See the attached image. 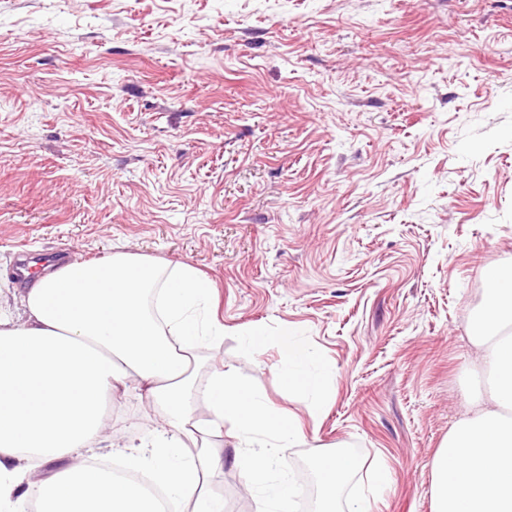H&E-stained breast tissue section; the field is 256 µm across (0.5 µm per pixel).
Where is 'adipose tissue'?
<instances>
[{
	"label": "adipose tissue",
	"instance_id": "1",
	"mask_svg": "<svg viewBox=\"0 0 512 512\" xmlns=\"http://www.w3.org/2000/svg\"><path fill=\"white\" fill-rule=\"evenodd\" d=\"M484 284L467 327L480 381L429 462L432 512H512V269H486ZM20 302L23 319L0 311V512H160L144 473L178 512H227L208 489L218 464L199 435L201 402L209 425L244 448L257 512L293 503L281 458L303 439L302 421L256 398L231 365L213 367L205 391L195 387L193 350L220 326L202 315L213 291L191 265L123 252L75 260L40 276ZM282 348L283 381L321 412L324 381L310 353ZM118 393L161 418L148 441L122 452L119 474L107 462L106 410ZM357 467L340 451L320 459L318 512H371L366 498L338 500Z\"/></svg>",
	"mask_w": 512,
	"mask_h": 512
}]
</instances>
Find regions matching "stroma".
Segmentation results:
<instances>
[{"label": "stroma", "instance_id": "obj_1", "mask_svg": "<svg viewBox=\"0 0 512 512\" xmlns=\"http://www.w3.org/2000/svg\"><path fill=\"white\" fill-rule=\"evenodd\" d=\"M64 250L186 263L237 367L298 415L296 483L431 512L428 463L465 412L483 271L512 267V0H0V300ZM262 331L259 351L243 336ZM312 353L325 407L283 386ZM119 443L154 416L112 400ZM209 489L254 512L236 441ZM282 348V380L289 387H300L308 392L311 397L308 404L310 414L321 412L324 406V381L320 373L310 369V353L288 343V339L283 341ZM359 467L356 460L340 451H330L319 461L320 493L318 512H371L366 497L348 498L340 510L336 502L350 474Z\"/></svg>", "mask_w": 512, "mask_h": 512}]
</instances>
